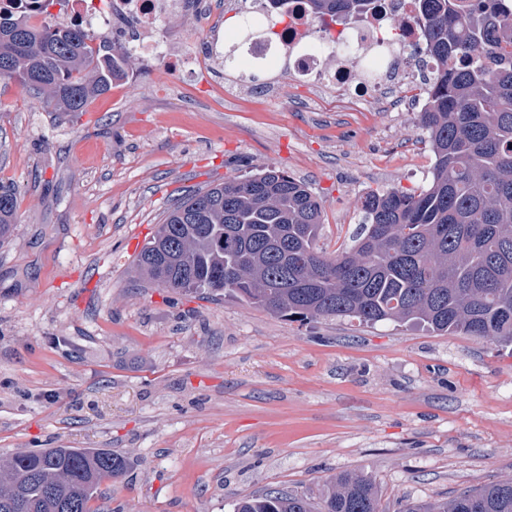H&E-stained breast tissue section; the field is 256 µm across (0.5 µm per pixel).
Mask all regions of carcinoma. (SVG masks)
Instances as JSON below:
<instances>
[{
	"mask_svg": "<svg viewBox=\"0 0 512 512\" xmlns=\"http://www.w3.org/2000/svg\"><path fill=\"white\" fill-rule=\"evenodd\" d=\"M327 31L376 0H305ZM424 21L420 128L435 157L416 193L368 192L353 245L329 256L307 184L274 168L197 190L170 208L134 267L180 294L234 295L292 318L422 324L512 344V15L485 0H412ZM79 28L31 25L0 13V81L15 80L59 112L80 116L107 91L125 56L89 46ZM17 189L0 182V243L10 236ZM127 459L107 449L49 448L0 458V512H98L92 502ZM234 512H380L375 482L341 473L319 506L270 490ZM405 512H512V479Z\"/></svg>",
	"mask_w": 512,
	"mask_h": 512,
	"instance_id": "carcinoma-1",
	"label": "carcinoma"
}]
</instances>
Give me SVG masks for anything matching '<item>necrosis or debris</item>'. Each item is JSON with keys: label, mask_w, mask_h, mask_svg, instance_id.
<instances>
[{"label": "necrosis or debris", "mask_w": 512, "mask_h": 512, "mask_svg": "<svg viewBox=\"0 0 512 512\" xmlns=\"http://www.w3.org/2000/svg\"><path fill=\"white\" fill-rule=\"evenodd\" d=\"M229 8L259 25L271 15L269 0H200L198 12L206 17L207 37L188 56L162 29L165 21L184 13V0H62L55 17L61 27H79L95 38L108 33L113 14L135 18L136 26L117 42L118 52L159 58L173 73L190 64L196 73L209 77L210 98L219 105L229 89L247 88L251 68L278 64L311 85L323 106L366 112L395 92L408 103L426 97L419 73L432 69L434 62L410 53L411 45L423 39V24L409 0H379L371 14L346 16L329 35L318 32L304 0H292L276 41L250 45L231 87L215 78L224 61L217 19Z\"/></svg>", "instance_id": "necrosis-or-debris-1"}]
</instances>
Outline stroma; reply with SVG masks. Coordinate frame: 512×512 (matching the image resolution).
<instances>
[{"label":"stroma","instance_id":"stroma-1","mask_svg":"<svg viewBox=\"0 0 512 512\" xmlns=\"http://www.w3.org/2000/svg\"><path fill=\"white\" fill-rule=\"evenodd\" d=\"M123 86L71 119L0 82V180L18 188L0 244V457L101 448L130 459L100 512H233L268 488L320 502L372 477L382 512L512 478V346L391 321L288 319L234 296L140 283L133 260L187 192L274 167L305 181L319 248L348 249L361 200L424 189L419 110L321 107L254 69V102L199 92L128 57Z\"/></svg>","mask_w":512,"mask_h":512}]
</instances>
